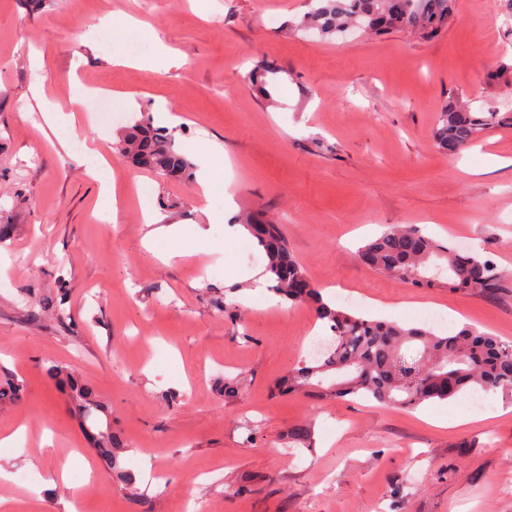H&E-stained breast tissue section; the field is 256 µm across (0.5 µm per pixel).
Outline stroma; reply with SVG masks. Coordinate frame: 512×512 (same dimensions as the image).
<instances>
[{"label":"stroma","instance_id":"stroma-1","mask_svg":"<svg viewBox=\"0 0 512 512\" xmlns=\"http://www.w3.org/2000/svg\"><path fill=\"white\" fill-rule=\"evenodd\" d=\"M305 0H0V498L34 496L66 468L46 512H512V395L495 416L464 402L414 410L276 385L309 357L314 309L251 292L257 243L226 236L242 213L277 220L309 281L349 312L423 326L432 310L512 342V278L496 297L420 288L363 267L355 252L389 224L476 248L512 275V127L455 156L439 153V112L459 100L512 111V10L456 0L454 25L335 39L302 31ZM275 24H268L267 15ZM180 65H113L128 37ZM282 66L269 93L246 81ZM500 80H489L492 71ZM104 89L122 109L99 128ZM62 114L48 125L40 103ZM179 116L177 146L211 176L166 180L114 145L150 114ZM90 145L108 158L117 219L94 214ZM150 183L144 207L137 182ZM192 230L147 244L148 212ZM60 363L88 384L121 441L100 461ZM236 392L225 395L224 382ZM309 428L294 445L297 425Z\"/></svg>","mask_w":512,"mask_h":512}]
</instances>
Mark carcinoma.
Listing matches in <instances>:
<instances>
[{"instance_id":"cac0c4a2","label":"carcinoma","mask_w":512,"mask_h":512,"mask_svg":"<svg viewBox=\"0 0 512 512\" xmlns=\"http://www.w3.org/2000/svg\"><path fill=\"white\" fill-rule=\"evenodd\" d=\"M453 16V0H317L298 27L322 37L350 28L378 35L407 29L428 40L448 28ZM507 123L512 124L509 112H475L451 102L439 113L434 146L454 156ZM118 152L131 158L136 168L166 179L189 178L195 169L192 159L175 148L172 133L154 126L146 113L127 127ZM245 223L266 255L272 290L293 304L313 306L332 333L319 358L303 360L288 371V391L323 388L336 398L352 396L411 409L429 401L465 398L474 391H512V344L469 326L437 334L430 328H405L333 307L310 284L281 225L254 213ZM356 255L366 268L413 286L439 282L487 298L496 296L507 279L479 252L447 246L413 225L388 227L360 246ZM46 372L68 386L84 428L91 430L100 408L92 390L66 375L61 365L52 364ZM118 448L112 433L98 431L96 451L111 469L118 465Z\"/></svg>"}]
</instances>
